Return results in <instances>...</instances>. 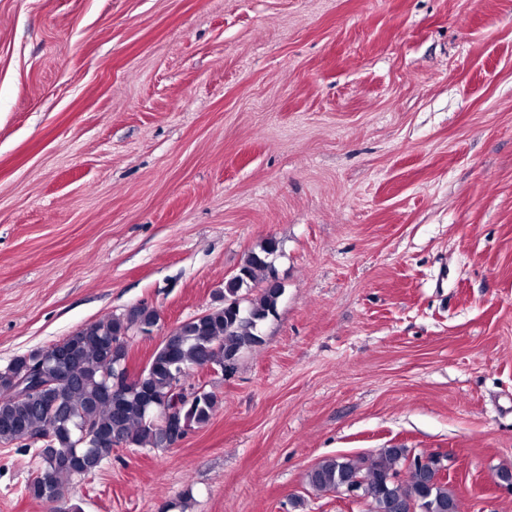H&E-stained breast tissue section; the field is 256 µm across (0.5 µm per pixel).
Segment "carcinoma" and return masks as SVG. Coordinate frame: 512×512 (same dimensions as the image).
I'll return each instance as SVG.
<instances>
[{
    "label": "carcinoma",
    "instance_id": "obj_1",
    "mask_svg": "<svg viewBox=\"0 0 512 512\" xmlns=\"http://www.w3.org/2000/svg\"><path fill=\"white\" fill-rule=\"evenodd\" d=\"M279 251L274 238L266 239L250 252L236 276L224 281L218 303L204 314L184 321L171 329L154 350L139 379L141 388L114 405L108 390L107 375L112 362L124 354L112 348V342L126 335L129 325L144 318L159 319L157 312L135 306L121 315H111L90 322L72 332L45 351L61 350L66 365L64 377L51 366L43 367L45 381L56 380L40 393V399L13 393L14 382L30 377V364L40 351L15 356L0 369V445L16 441L21 447H36L41 466L48 462L47 449L41 438L52 436V447L65 457L64 465L52 469L49 481L30 478L26 494L46 503L49 512H76L69 503L68 479L91 474L112 456L113 441L126 447L169 448L177 438L169 427L162 426L161 413L167 407L175 371H194L204 365L224 370V361H236L240 355L261 343L258 326L274 315L283 295L280 285L270 286L273 259ZM264 278H258V273ZM266 282L260 292H251L257 280ZM220 404L218 396L207 391L188 403L181 414V424L190 429L207 423ZM85 424L94 432V448L76 446L68 418ZM409 450L382 448L373 457L334 456L321 460L307 476L316 493L334 492L354 478L368 482L372 489L366 512H396L394 503L407 498L418 504L417 512H459L448 482L435 475L421 477L409 470V476L396 479L400 463Z\"/></svg>",
    "mask_w": 512,
    "mask_h": 512
}]
</instances>
